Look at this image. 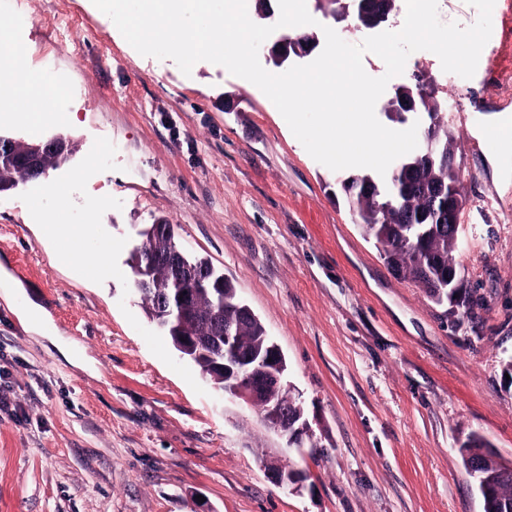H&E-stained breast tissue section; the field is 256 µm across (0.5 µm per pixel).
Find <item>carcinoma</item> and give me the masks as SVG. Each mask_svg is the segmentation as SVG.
Instances as JSON below:
<instances>
[{
	"mask_svg": "<svg viewBox=\"0 0 512 512\" xmlns=\"http://www.w3.org/2000/svg\"><path fill=\"white\" fill-rule=\"evenodd\" d=\"M396 8V0H356V22L363 28L382 13ZM435 93L432 82L425 78L414 80L407 86L406 97L421 105L424 98ZM442 120L436 123L435 138L423 135L419 149L421 155L437 156L453 144V134L444 124L447 104H440ZM23 167L11 163L0 165V191L16 186L24 179ZM460 181V169L433 167L415 161V157L402 158L391 177L382 181L374 179L381 202L389 201L398 213L375 208L368 200L354 192L346 195L349 210L355 216L363 233L374 239L381 254L395 271L424 288L431 300L438 304L460 305L458 293L462 280L453 252L458 248V229L449 228L448 195ZM167 230L158 236L145 228L139 233L140 241L129 255L132 272L144 265L145 257L164 256L175 243V225L157 221ZM180 265L186 270L204 268L211 279L221 283L218 291L210 289L197 292L193 312L170 320L157 309V300L165 296L175 303L183 289L191 287V280L178 278L164 264H157L147 286L140 290L141 302L147 314L156 323L164 325L162 332L174 342L179 336L206 338L215 348L224 344V332L234 336L241 352H263L272 345L259 318L241 300L233 283L209 261L181 250ZM288 409V420L304 426L302 433L310 430L305 410L300 402L289 395V390L278 388L266 398L252 401V405L266 412L269 401ZM460 458L469 474L476 480L483 501V512H512V478L494 474L488 464L495 457L488 441L477 434L468 435L459 445Z\"/></svg>",
	"mask_w": 512,
	"mask_h": 512,
	"instance_id": "obj_1",
	"label": "carcinoma"
}]
</instances>
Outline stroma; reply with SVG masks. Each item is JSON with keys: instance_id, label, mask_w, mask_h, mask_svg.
Listing matches in <instances>:
<instances>
[{"instance_id": "obj_1", "label": "stroma", "mask_w": 512, "mask_h": 512, "mask_svg": "<svg viewBox=\"0 0 512 512\" xmlns=\"http://www.w3.org/2000/svg\"><path fill=\"white\" fill-rule=\"evenodd\" d=\"M15 3L0 24L63 88L65 121L0 132L71 153L0 192V512H483L458 448L476 433L512 460V0H495L475 75L438 87L462 106L455 260L484 296L468 315L387 265L340 189L349 170L316 162L255 85L142 56L92 0H26L22 19ZM162 219L281 349L311 455L144 313L126 259ZM81 225L80 252L110 249L107 280L54 254ZM271 457L304 472L298 491L274 484Z\"/></svg>"}]
</instances>
